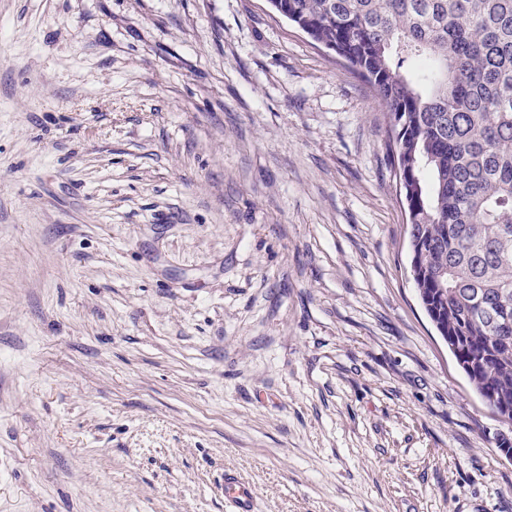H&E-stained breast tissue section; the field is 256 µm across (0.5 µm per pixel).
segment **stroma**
Wrapping results in <instances>:
<instances>
[{"label":"stroma","mask_w":512,"mask_h":512,"mask_svg":"<svg viewBox=\"0 0 512 512\" xmlns=\"http://www.w3.org/2000/svg\"><path fill=\"white\" fill-rule=\"evenodd\" d=\"M387 124L267 0H0V512H512ZM218 490L228 512H255L257 493L253 485L233 472H224Z\"/></svg>","instance_id":"1"}]
</instances>
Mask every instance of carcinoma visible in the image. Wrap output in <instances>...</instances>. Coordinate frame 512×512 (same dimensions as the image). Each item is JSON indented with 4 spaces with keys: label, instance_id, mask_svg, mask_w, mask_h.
Masks as SVG:
<instances>
[{
    "label": "carcinoma",
    "instance_id": "obj_1",
    "mask_svg": "<svg viewBox=\"0 0 512 512\" xmlns=\"http://www.w3.org/2000/svg\"><path fill=\"white\" fill-rule=\"evenodd\" d=\"M389 112L428 318L512 410V0H269Z\"/></svg>",
    "mask_w": 512,
    "mask_h": 512
}]
</instances>
